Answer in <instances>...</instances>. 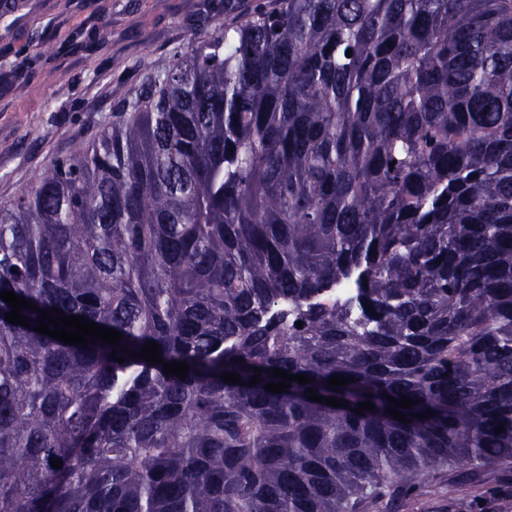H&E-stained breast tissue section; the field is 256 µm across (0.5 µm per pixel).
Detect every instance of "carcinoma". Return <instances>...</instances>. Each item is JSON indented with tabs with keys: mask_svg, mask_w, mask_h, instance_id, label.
<instances>
[{
	"mask_svg": "<svg viewBox=\"0 0 512 512\" xmlns=\"http://www.w3.org/2000/svg\"><path fill=\"white\" fill-rule=\"evenodd\" d=\"M4 290L190 370L0 298V512H393L512 461V0H224L0 203Z\"/></svg>",
	"mask_w": 512,
	"mask_h": 512,
	"instance_id": "obj_1",
	"label": "carcinoma"
}]
</instances>
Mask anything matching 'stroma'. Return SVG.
Here are the masks:
<instances>
[{
	"label": "stroma",
	"instance_id": "stroma-1",
	"mask_svg": "<svg viewBox=\"0 0 512 512\" xmlns=\"http://www.w3.org/2000/svg\"><path fill=\"white\" fill-rule=\"evenodd\" d=\"M224 19V0H0V202L92 142L118 93ZM397 512H512V464L428 473Z\"/></svg>",
	"mask_w": 512,
	"mask_h": 512
}]
</instances>
